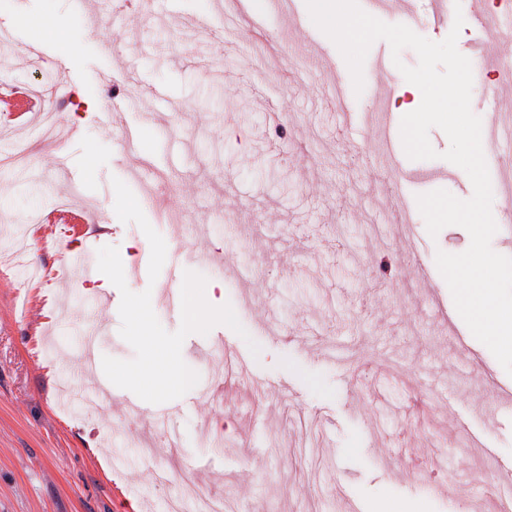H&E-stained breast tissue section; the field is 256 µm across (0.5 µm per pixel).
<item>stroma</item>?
<instances>
[{"mask_svg": "<svg viewBox=\"0 0 512 512\" xmlns=\"http://www.w3.org/2000/svg\"><path fill=\"white\" fill-rule=\"evenodd\" d=\"M42 14L62 37L25 25ZM259 14L272 31L264 41L248 17L221 20L214 0H0L11 26L0 82L29 89L49 74L56 125L79 131L57 141L38 118L0 115V255L38 245L0 264V512H165L187 482L232 512H337L340 487L364 512H480L499 464H512V409L493 427L478 414L497 408L512 376L472 335L435 262L437 251L464 252L470 236L459 226L430 236L418 213L408 230L391 221L396 172L383 127L367 122L401 121L403 75L372 64L391 58L388 42L369 50L349 125L332 101L334 81L351 80L334 43L311 23L284 29L266 2ZM97 22L111 39L86 38ZM134 87L139 108L125 123L172 186L144 214L166 243L184 244V264L222 283L262 348L252 356L222 325L189 335L182 358L200 380L169 401L161 428L151 403L125 409L121 388L91 417L58 403L63 384L88 387L103 372L82 362L89 312L101 324L97 356L135 352L119 334L118 289L65 266L61 227L48 221L56 208L79 215L72 234L89 261L108 245L130 254L128 288L151 290L167 331L180 325L162 298L167 272L149 281L146 237L114 212L112 178L136 197L153 193L123 160L112 121ZM159 111L167 125L142 123ZM21 144L32 152L16 165ZM405 167L443 171L429 190L472 195L440 157ZM199 249L223 271L195 263ZM98 294L109 302L95 311ZM316 339L340 362L315 355ZM253 375L264 391L253 392Z\"/></svg>", "mask_w": 512, "mask_h": 512, "instance_id": "1", "label": "stroma"}]
</instances>
